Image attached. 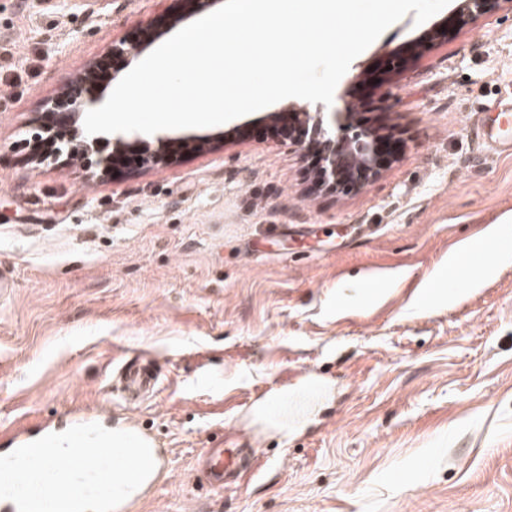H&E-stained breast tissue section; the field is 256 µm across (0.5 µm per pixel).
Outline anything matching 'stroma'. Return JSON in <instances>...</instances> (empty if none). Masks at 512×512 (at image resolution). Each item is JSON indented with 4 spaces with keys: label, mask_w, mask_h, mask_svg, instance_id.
Returning a JSON list of instances; mask_svg holds the SVG:
<instances>
[{
    "label": "stroma",
    "mask_w": 512,
    "mask_h": 512,
    "mask_svg": "<svg viewBox=\"0 0 512 512\" xmlns=\"http://www.w3.org/2000/svg\"><path fill=\"white\" fill-rule=\"evenodd\" d=\"M173 9L0 0V431L135 416L168 464L134 512H512V259L447 289L449 255L512 218V156L471 133L512 97V0L397 71L411 13L351 62L338 91L399 144L362 189L319 190L267 108L169 131L204 147L150 169L30 163L44 101L124 76L113 43L173 35ZM136 357L161 381L132 404L112 370ZM232 430L253 465L211 484L197 461Z\"/></svg>",
    "instance_id": "obj_1"
}]
</instances>
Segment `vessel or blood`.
Here are the masks:
<instances>
[{"label": "vessel or blood", "mask_w": 512, "mask_h": 512, "mask_svg": "<svg viewBox=\"0 0 512 512\" xmlns=\"http://www.w3.org/2000/svg\"><path fill=\"white\" fill-rule=\"evenodd\" d=\"M492 108L497 113L496 125L489 126L476 123L472 128L474 137L491 152L499 154L512 153V100L500 99L493 103ZM512 250V235L506 234L497 240L487 242L482 253L472 251L459 252L456 265L460 268L476 267L483 255L493 252H508ZM112 379L117 390L123 392L127 401L137 403L148 398L156 386L159 374L151 367L125 362L119 364L112 372ZM97 423L110 430H122L136 433L153 447L152 455L156 469L166 466V458L160 448L155 445L156 438L144 429L133 418L116 419L111 414L74 409L67 413L64 425ZM61 425V426H64ZM60 425L48 421L35 428L18 427L8 432L7 441L11 448H18L50 433L59 432ZM240 450L235 442L225 441L219 448L208 449L203 465L214 481H223L224 477L236 474Z\"/></svg>", "instance_id": "b4317fda"}]
</instances>
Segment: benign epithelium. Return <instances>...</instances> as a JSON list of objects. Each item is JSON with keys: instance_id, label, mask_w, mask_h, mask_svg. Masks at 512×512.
<instances>
[{"instance_id": "obj_1", "label": "benign epithelium", "mask_w": 512, "mask_h": 512, "mask_svg": "<svg viewBox=\"0 0 512 512\" xmlns=\"http://www.w3.org/2000/svg\"><path fill=\"white\" fill-rule=\"evenodd\" d=\"M181 7L177 19H187L201 11L211 9L221 0H178ZM503 0H458L455 8V21L471 22L478 17L499 8ZM164 35L153 26L143 30L142 37L135 42L123 41L112 45V53L129 61L137 59L143 51ZM419 58L418 44L413 43L394 51L388 61V67H400L407 61ZM96 75L91 68L81 77L73 78L65 94L46 103L47 111L41 113L42 131L50 127L71 129L75 132L81 127V117L87 111L88 104L94 102L89 97L88 81ZM352 94H347L344 106L325 117L319 112H312L306 105H291L272 115L279 124L283 139L295 143L311 145L319 155V167L315 179L321 189L337 193L345 188L360 190L372 181L381 171L387 159L389 143L392 138L381 135L375 130L357 126L353 121ZM100 141L97 137L79 135L77 142L56 152V157L70 159L79 156L90 159L99 152ZM200 150L202 143L183 140L173 144L166 138H157V147L147 150L140 146L136 137L119 141V146L112 149V156L103 161L101 172L107 176L114 169L127 164L130 157L139 158L142 167L159 164L172 147Z\"/></svg>"}]
</instances>
